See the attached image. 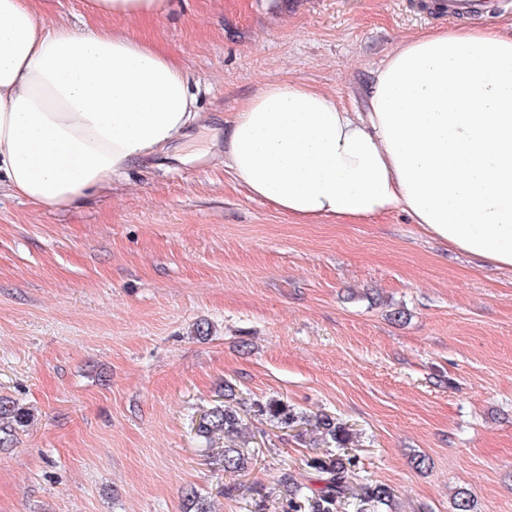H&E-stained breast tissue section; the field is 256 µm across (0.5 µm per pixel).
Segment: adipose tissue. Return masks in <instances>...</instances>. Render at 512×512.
Masks as SVG:
<instances>
[{
  "label": "adipose tissue",
  "instance_id": "1",
  "mask_svg": "<svg viewBox=\"0 0 512 512\" xmlns=\"http://www.w3.org/2000/svg\"><path fill=\"white\" fill-rule=\"evenodd\" d=\"M151 21L168 0H85ZM366 111L297 81L235 112V179L298 223L400 211L432 238L512 270V35L459 26L403 42L375 70ZM187 76L154 41L39 22L0 0V188L75 206L146 158L184 160L201 126Z\"/></svg>",
  "mask_w": 512,
  "mask_h": 512
}]
</instances>
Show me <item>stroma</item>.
<instances>
[{
  "label": "stroma",
  "mask_w": 512,
  "mask_h": 512,
  "mask_svg": "<svg viewBox=\"0 0 512 512\" xmlns=\"http://www.w3.org/2000/svg\"><path fill=\"white\" fill-rule=\"evenodd\" d=\"M170 2L147 23L36 4L49 24L155 40L207 127L191 162L147 159L76 208L0 190V396L30 414L0 448V512H182L190 488L213 512H282L280 476L320 487L307 462L327 446L258 415L272 399L345 424L354 490L388 485L390 512H453L460 490L512 512V270L401 212L298 223L213 140L271 82L362 109L380 64L448 19L421 0ZM228 384L253 456L239 475L224 438L196 433Z\"/></svg>",
  "instance_id": "35a3bbf8"
}]
</instances>
